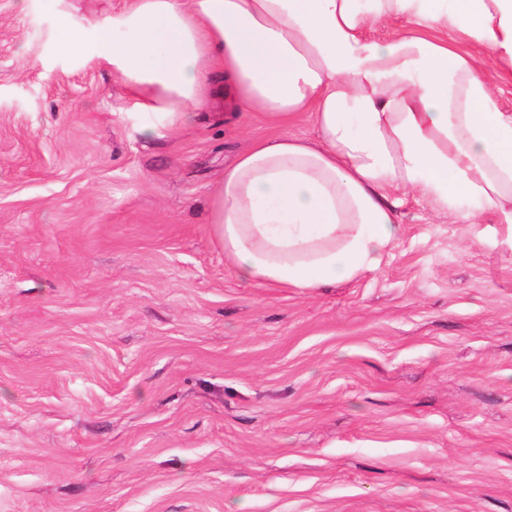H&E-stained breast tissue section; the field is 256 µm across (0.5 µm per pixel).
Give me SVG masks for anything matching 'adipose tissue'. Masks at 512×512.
<instances>
[{
    "mask_svg": "<svg viewBox=\"0 0 512 512\" xmlns=\"http://www.w3.org/2000/svg\"><path fill=\"white\" fill-rule=\"evenodd\" d=\"M397 28L383 40L377 26ZM102 56L148 117L191 125L208 79L274 127L224 169L212 235L240 279L322 288L375 270L400 240L399 194L512 249V0H132Z\"/></svg>",
    "mask_w": 512,
    "mask_h": 512,
    "instance_id": "ef3b65f1",
    "label": "adipose tissue"
}]
</instances>
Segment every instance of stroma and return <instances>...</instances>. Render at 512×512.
Instances as JSON below:
<instances>
[{
    "instance_id": "1",
    "label": "stroma",
    "mask_w": 512,
    "mask_h": 512,
    "mask_svg": "<svg viewBox=\"0 0 512 512\" xmlns=\"http://www.w3.org/2000/svg\"><path fill=\"white\" fill-rule=\"evenodd\" d=\"M128 2L0 0V512H512V251L410 197L376 271L239 279L225 166L317 130L142 132ZM61 39L59 48L66 54L77 52L82 47V35L71 26L66 16L60 20Z\"/></svg>"
}]
</instances>
